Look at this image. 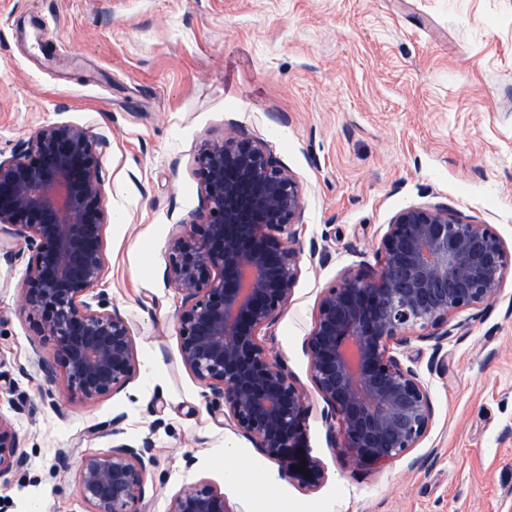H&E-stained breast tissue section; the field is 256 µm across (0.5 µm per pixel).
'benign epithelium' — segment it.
Listing matches in <instances>:
<instances>
[{
	"label": "benign epithelium",
	"instance_id": "obj_1",
	"mask_svg": "<svg viewBox=\"0 0 512 512\" xmlns=\"http://www.w3.org/2000/svg\"><path fill=\"white\" fill-rule=\"evenodd\" d=\"M105 137L48 124L0 158V226L30 253L22 306L52 356L31 368L86 400L124 388L136 374L131 326L117 308L82 300L105 268L101 157ZM201 196L179 221L164 281L180 297L176 318L182 365L211 391L209 410L228 418L279 472L306 488L324 478L306 448L305 396L260 341L292 301L301 252L302 188L265 146L238 130L202 143ZM381 274L352 270L321 292L305 345L317 390L338 419L339 453L378 469L418 446L434 408L418 372L393 346L432 341L439 355L449 320L495 302L509 249L490 224L464 220L445 205H414L387 225ZM428 333L417 334L416 329ZM153 442H119L85 457L77 492L90 512H140ZM27 466L19 438L0 418V480ZM297 470H291V467ZM170 512H230L224 493L198 482Z\"/></svg>",
	"mask_w": 512,
	"mask_h": 512
}]
</instances>
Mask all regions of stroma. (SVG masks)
Returning a JSON list of instances; mask_svg holds the SVG:
<instances>
[{
  "mask_svg": "<svg viewBox=\"0 0 512 512\" xmlns=\"http://www.w3.org/2000/svg\"><path fill=\"white\" fill-rule=\"evenodd\" d=\"M52 123L109 141L106 269L85 300L126 315L136 374L89 401L29 371L26 265L0 264V418L28 457L0 482V512H89L80 459L145 436L156 465L141 512H169L200 481L230 512H512V268L493 305L452 317L441 368L430 343L397 348L434 417L384 470L337 453L304 347L323 288L379 273L380 240L404 208L448 206L512 248V0H0V155ZM240 128L299 181V243L320 251L303 256L291 304L262 336L306 395L324 472L313 489L207 409L163 280L170 239L199 203L198 145ZM60 448L72 461L55 470ZM228 452L253 475L226 480Z\"/></svg>",
  "mask_w": 512,
  "mask_h": 512,
  "instance_id": "1",
  "label": "stroma"
}]
</instances>
